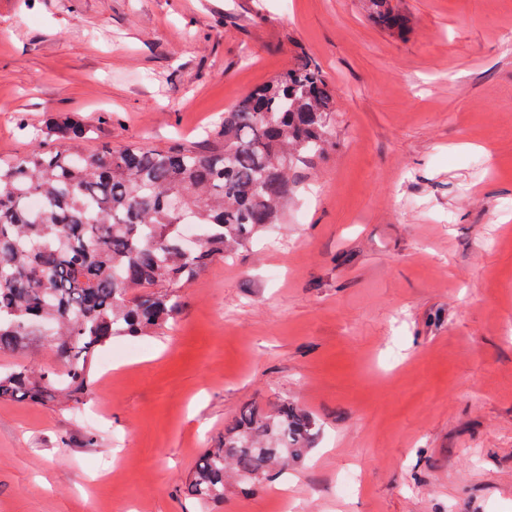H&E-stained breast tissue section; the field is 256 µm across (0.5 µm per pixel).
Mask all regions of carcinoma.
<instances>
[{"instance_id":"1","label":"carcinoma","mask_w":512,"mask_h":512,"mask_svg":"<svg viewBox=\"0 0 512 512\" xmlns=\"http://www.w3.org/2000/svg\"><path fill=\"white\" fill-rule=\"evenodd\" d=\"M381 27L402 32L390 0H367ZM336 90L312 62L255 87L224 113L204 149L131 144L87 151L92 129L68 118L44 131L47 146L0 158V351L24 355L53 336L61 373L17 364L0 375V400L73 402L91 393L92 365L114 336H148L174 318L179 290L216 259L236 254L284 220L292 168L326 153ZM32 197L43 207L33 212ZM198 244L185 250L184 226ZM320 427L286 399L244 407L208 449L184 492L224 498L232 479L254 486L309 459Z\"/></svg>"}]
</instances>
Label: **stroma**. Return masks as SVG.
<instances>
[{
	"label": "stroma",
	"mask_w": 512,
	"mask_h": 512,
	"mask_svg": "<svg viewBox=\"0 0 512 512\" xmlns=\"http://www.w3.org/2000/svg\"><path fill=\"white\" fill-rule=\"evenodd\" d=\"M391 4L404 34L363 0H0L1 158L58 113L116 150L205 143L303 57L336 90L286 224L113 337L85 403L0 401V512H274L271 483L183 489L282 398L321 426L294 512H512V0ZM370 16L384 29L402 32L406 28V18L391 4L390 0H367Z\"/></svg>",
	"instance_id": "obj_1"
}]
</instances>
